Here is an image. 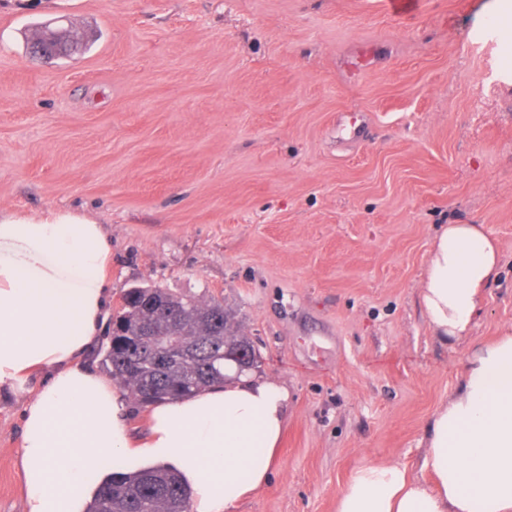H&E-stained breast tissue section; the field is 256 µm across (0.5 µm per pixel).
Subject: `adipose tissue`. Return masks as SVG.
Masks as SVG:
<instances>
[{
	"mask_svg": "<svg viewBox=\"0 0 512 512\" xmlns=\"http://www.w3.org/2000/svg\"><path fill=\"white\" fill-rule=\"evenodd\" d=\"M103 225L78 216L0 217V390L45 380L22 411L18 456L27 512H85L109 477L163 465L192 512H234L264 486L285 428L289 394L225 362L224 383L150 406L135 435L131 405L82 355L102 331L111 290ZM501 253L482 224L436 235L420 300L440 340L467 335ZM420 477L392 462L361 466L336 512H512V333L481 346L447 405L433 414Z\"/></svg>",
	"mask_w": 512,
	"mask_h": 512,
	"instance_id": "adipose-tissue-1",
	"label": "adipose tissue"
}]
</instances>
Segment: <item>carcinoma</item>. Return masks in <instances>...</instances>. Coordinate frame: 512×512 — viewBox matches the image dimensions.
Listing matches in <instances>:
<instances>
[{
	"instance_id": "1",
	"label": "carcinoma",
	"mask_w": 512,
	"mask_h": 512,
	"mask_svg": "<svg viewBox=\"0 0 512 512\" xmlns=\"http://www.w3.org/2000/svg\"><path fill=\"white\" fill-rule=\"evenodd\" d=\"M145 327L179 337L182 348L176 359L163 367L143 363L137 338ZM240 348L250 349V368H256L260 354L248 337L233 328L224 301L159 287L128 288L112 317V335L105 337L96 354L112 379L145 407L199 392L224 379V353ZM88 512H189V501L177 476L156 467L105 483Z\"/></svg>"
}]
</instances>
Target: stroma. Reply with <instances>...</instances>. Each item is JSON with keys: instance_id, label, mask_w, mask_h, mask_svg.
<instances>
[{"instance_id": "1", "label": "stroma", "mask_w": 512, "mask_h": 512, "mask_svg": "<svg viewBox=\"0 0 512 512\" xmlns=\"http://www.w3.org/2000/svg\"><path fill=\"white\" fill-rule=\"evenodd\" d=\"M512 0H0V213L103 224L113 295L222 299L290 394L267 484L235 512H336L352 473L418 474L433 413L512 332V74L476 48ZM42 26L82 46L44 61ZM444 224L502 263L468 336L420 283ZM28 390L0 391V512H24Z\"/></svg>"}]
</instances>
